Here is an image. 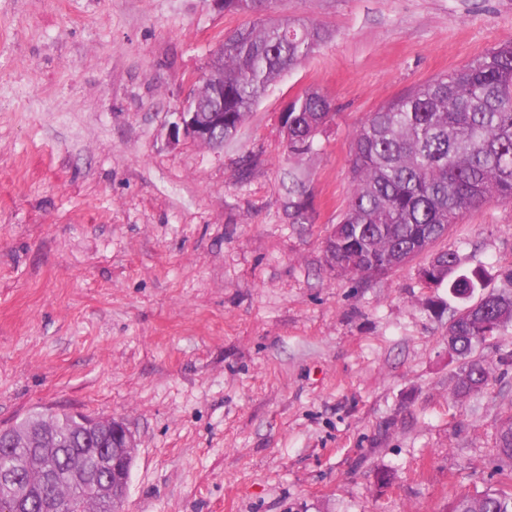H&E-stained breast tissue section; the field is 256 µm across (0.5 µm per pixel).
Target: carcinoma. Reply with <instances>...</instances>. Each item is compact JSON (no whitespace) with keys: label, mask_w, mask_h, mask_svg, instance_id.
<instances>
[{"label":"carcinoma","mask_w":512,"mask_h":512,"mask_svg":"<svg viewBox=\"0 0 512 512\" xmlns=\"http://www.w3.org/2000/svg\"><path fill=\"white\" fill-rule=\"evenodd\" d=\"M275 0H224V11L258 13ZM329 37L322 26L283 15L224 36L215 51L218 81L224 82V140H231L267 87L306 61ZM219 105L218 88L206 82L197 96L204 117ZM283 118L284 148L290 157L312 152L332 123L328 96L306 90L292 99ZM299 170L288 172V219H304L308 198L296 192ZM351 190L325 243L329 266L343 273L378 277L394 259H413L443 238L468 211L490 201L512 203V42L389 101L367 115L353 138ZM428 286L448 287L459 299L483 294L448 316V350L462 360L455 374L458 394H477L489 383L485 364L474 357L489 337L512 325V267L501 277L507 287L487 289L483 277L460 272L453 251L433 254L423 266ZM497 456L512 467V416L501 422ZM91 448L81 452L65 434L40 448L0 453V473L31 463L22 483H0V500L25 496L36 507L40 472L94 465ZM50 493L70 512H121L124 498L98 499L83 486L66 484ZM448 512H512V490L488 488L460 495Z\"/></svg>","instance_id":"cac0c4a2"}]
</instances>
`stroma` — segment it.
<instances>
[{"label": "stroma", "instance_id": "1", "mask_svg": "<svg viewBox=\"0 0 512 512\" xmlns=\"http://www.w3.org/2000/svg\"><path fill=\"white\" fill-rule=\"evenodd\" d=\"M331 36L234 139L169 128L217 42L249 24L208 0H0V428L33 412L124 420V512H446L505 486L512 325L459 397L447 287L419 255L381 277L332 270L369 112L512 41V0H278ZM335 118L288 157L281 112L309 89ZM306 174L303 223L284 210ZM436 250L512 267V203ZM395 476L390 486L381 472ZM496 447L498 458L509 464L512 473V416L501 422Z\"/></svg>", "mask_w": 512, "mask_h": 512}]
</instances>
